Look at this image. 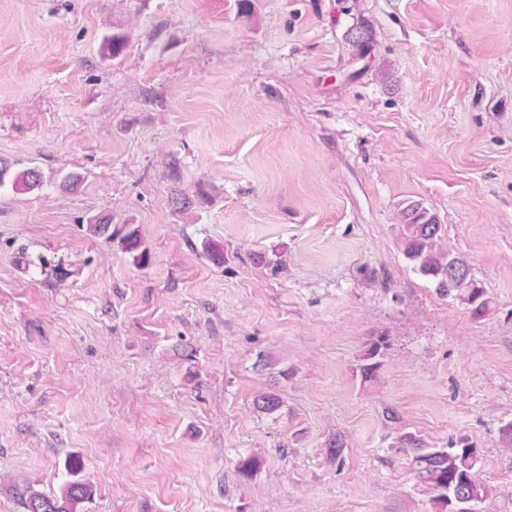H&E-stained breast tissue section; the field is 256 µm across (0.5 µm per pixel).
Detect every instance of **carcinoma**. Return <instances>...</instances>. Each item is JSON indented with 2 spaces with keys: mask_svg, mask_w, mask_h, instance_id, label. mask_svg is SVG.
I'll list each match as a JSON object with an SVG mask.
<instances>
[{
  "mask_svg": "<svg viewBox=\"0 0 512 512\" xmlns=\"http://www.w3.org/2000/svg\"><path fill=\"white\" fill-rule=\"evenodd\" d=\"M40 171L29 168L20 172L10 171V165L0 162V189L11 186L13 189L33 190L43 186ZM404 221L403 247L405 256L413 262V268L420 275L436 282L442 296H454L467 304L472 315L479 317L487 310L485 289L474 279L468 262L439 247L442 226L419 204H410L402 211ZM89 231L95 235L112 238L120 236V243L133 259L142 264L148 261L147 251L131 231L121 234V230L112 229L105 219L89 225ZM381 342L370 339L367 343L365 359L369 363L362 367L366 377L374 375L378 363L374 362L380 354ZM401 448L412 458L417 478L438 492L442 507L448 512H466V508L481 502L487 490L473 476L477 458L473 445L464 444L459 448H425L419 439L411 434L401 437ZM69 479L66 480L58 496H48L38 492L30 493L24 501L26 512H75L78 504L94 496V487L78 478L81 463L67 465Z\"/></svg>",
  "mask_w": 512,
  "mask_h": 512,
  "instance_id": "obj_1",
  "label": "carcinoma"
}]
</instances>
